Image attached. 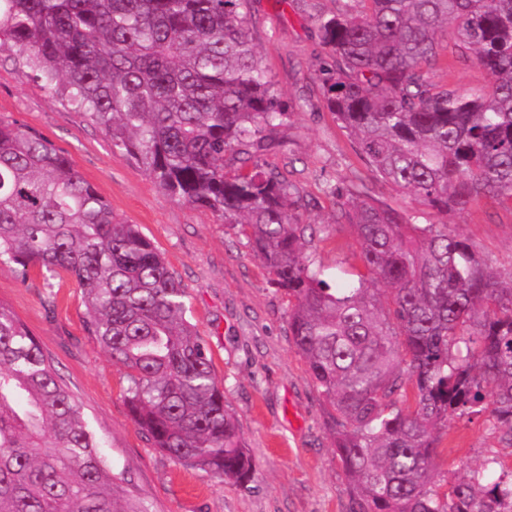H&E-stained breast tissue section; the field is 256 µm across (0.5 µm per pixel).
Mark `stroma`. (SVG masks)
Returning a JSON list of instances; mask_svg holds the SVG:
<instances>
[{
    "mask_svg": "<svg viewBox=\"0 0 512 512\" xmlns=\"http://www.w3.org/2000/svg\"><path fill=\"white\" fill-rule=\"evenodd\" d=\"M334 0H249L252 43L281 100L296 103L258 151L255 162L292 182L317 225V263L343 285L358 268L348 227L332 222L329 184L446 223L467 238L495 272H512V208L480 201L469 211L438 214L378 178L353 137L324 104L318 69L326 58L311 17ZM431 81L459 90L483 82L473 60L457 58L444 40ZM47 137L110 202L114 215L136 225L164 254L188 290L187 316L207 342L224 402L234 413L255 470L251 480L217 483L205 471L175 463L153 447L133 421L125 399L128 372L112 361L87 328L83 291L61 275L45 283L38 271L20 278L0 268V305L39 340L62 382L80 403L107 464L127 479V496L149 512H349L350 488L325 426V413L303 358L288 333L289 299L270 283L249 250L245 228L208 209L166 194L112 143L85 113L52 97L15 53L0 55V121ZM491 448L512 466L504 446L482 420L449 423L438 448L441 471L459 470Z\"/></svg>",
    "mask_w": 512,
    "mask_h": 512,
    "instance_id": "obj_1",
    "label": "stroma"
}]
</instances>
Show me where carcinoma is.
I'll return each instance as SVG.
<instances>
[{"label":"carcinoma","instance_id":"obj_1","mask_svg":"<svg viewBox=\"0 0 512 512\" xmlns=\"http://www.w3.org/2000/svg\"><path fill=\"white\" fill-rule=\"evenodd\" d=\"M247 0H0V54L102 127L169 195L248 226L288 294V332L325 406L350 512H512L489 453L435 465L448 420L488 415L512 447V274L446 224L326 187L363 272L334 288L289 181L224 157L264 147L287 109L251 42ZM329 112L376 176L438 213L512 204V0H336L312 17ZM485 73L433 83L441 41ZM0 265L66 273L88 330L129 371L153 446L217 482L254 470L188 293L163 255L45 137L0 121ZM36 337L0 305V512H147L126 498Z\"/></svg>","mask_w":512,"mask_h":512}]
</instances>
